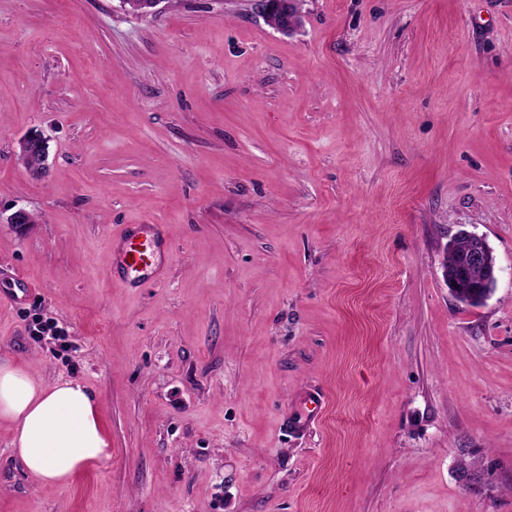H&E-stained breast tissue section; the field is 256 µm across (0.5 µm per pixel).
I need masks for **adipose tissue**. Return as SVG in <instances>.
I'll return each mask as SVG.
<instances>
[{
    "instance_id": "obj_1",
    "label": "adipose tissue",
    "mask_w": 512,
    "mask_h": 512,
    "mask_svg": "<svg viewBox=\"0 0 512 512\" xmlns=\"http://www.w3.org/2000/svg\"><path fill=\"white\" fill-rule=\"evenodd\" d=\"M0 421L12 424L14 452L43 489L63 487L79 470L110 457L98 400L76 380L48 387L0 361Z\"/></svg>"
}]
</instances>
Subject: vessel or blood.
<instances>
[{
  "mask_svg": "<svg viewBox=\"0 0 512 512\" xmlns=\"http://www.w3.org/2000/svg\"><path fill=\"white\" fill-rule=\"evenodd\" d=\"M114 255L105 275L109 282L125 288L156 286L167 274L157 261L169 250L171 237L164 224H123L108 237Z\"/></svg>",
  "mask_w": 512,
  "mask_h": 512,
  "instance_id": "vessel-or-blood-1",
  "label": "vessel or blood"
}]
</instances>
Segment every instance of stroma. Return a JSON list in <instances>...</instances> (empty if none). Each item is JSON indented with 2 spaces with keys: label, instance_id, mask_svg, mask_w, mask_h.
<instances>
[{
  "label": "stroma",
  "instance_id": "obj_1",
  "mask_svg": "<svg viewBox=\"0 0 512 512\" xmlns=\"http://www.w3.org/2000/svg\"><path fill=\"white\" fill-rule=\"evenodd\" d=\"M120 224L168 225L161 285L106 280ZM2 261L35 289L0 281V360L86 385L111 457L45 490L0 422V512H512V0H305L290 36L258 0H0ZM19 147L28 160V173L37 180L43 179L48 172V148L40 134H31L19 141ZM466 235L457 234L454 238L448 241L446 245L445 254L448 256L446 259L448 260L443 262V276L448 283L449 290L455 296V298L471 307H477L482 305L481 302L474 301V296H469L470 288H463L460 285H453L450 280H448V272L451 271L452 265L455 262V258L458 252L464 250L468 245V238L471 240V248L470 250L463 254L460 259V266L453 273L452 278L455 280L458 275L464 276L465 272L468 269H480L483 274V279L481 280V284L478 288L479 291L484 292L487 291L489 287V281L496 280V259L493 255L492 250L488 246L486 240L476 234L466 233ZM0 270L9 273L13 287L21 293V295H19L18 292L13 291V294L9 298L10 302L19 303L32 292L33 285L31 281L24 275H21L12 265L1 262Z\"/></svg>",
  "mask_w": 512,
  "mask_h": 512
}]
</instances>
